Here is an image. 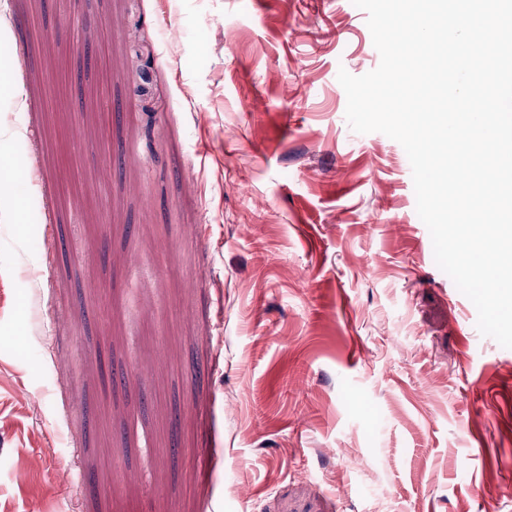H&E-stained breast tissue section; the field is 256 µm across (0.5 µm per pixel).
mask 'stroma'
I'll list each match as a JSON object with an SVG mask.
<instances>
[{
	"label": "stroma",
	"mask_w": 512,
	"mask_h": 512,
	"mask_svg": "<svg viewBox=\"0 0 512 512\" xmlns=\"http://www.w3.org/2000/svg\"><path fill=\"white\" fill-rule=\"evenodd\" d=\"M379 64L352 0H10L0 512H512V349L346 121Z\"/></svg>",
	"instance_id": "1"
}]
</instances>
